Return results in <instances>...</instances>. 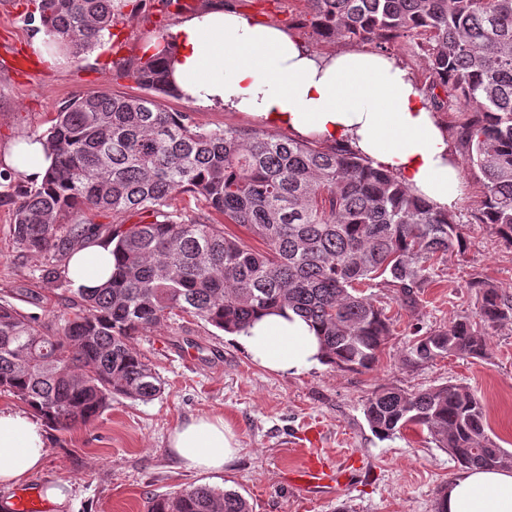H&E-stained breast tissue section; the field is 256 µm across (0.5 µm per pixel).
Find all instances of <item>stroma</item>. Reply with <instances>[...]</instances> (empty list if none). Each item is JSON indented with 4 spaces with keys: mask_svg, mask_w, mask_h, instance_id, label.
Here are the masks:
<instances>
[{
    "mask_svg": "<svg viewBox=\"0 0 512 512\" xmlns=\"http://www.w3.org/2000/svg\"><path fill=\"white\" fill-rule=\"evenodd\" d=\"M38 4L0 0V149L23 137L43 136L57 106L74 96L139 94L124 64L193 12L218 6L275 24L322 55L346 48L300 26L299 0H178L168 7L143 0L112 27L99 52L50 67L38 63L30 48ZM161 105L169 112L192 113L208 128L264 127L248 114L205 108L182 97H164ZM459 164L466 189L456 212L466 226V249L431 268L415 308H401L385 290L373 289L374 299L394 320V332L373 370L344 372L324 364L277 374L253 362L223 332L191 317L170 320L134 341L153 364L163 393L148 402L119 397L93 423L47 429V458L29 485L68 482L72 512H147L153 496L199 484L239 491L253 512H338L343 506L349 512H436L441 491L460 473L457 464L427 433L406 430L389 439L377 437L363 403L381 386L412 390L460 384L478 395L491 436L512 451V322L485 326L484 357L452 356L418 368L402 362L415 328H443L460 316H475L472 280L491 281L512 296V246L472 220L480 184L467 157ZM12 191L10 182L0 179V295L28 289L36 301L24 304V311L59 313L56 285L37 274L43 256L21 252L14 241L12 207L5 200ZM199 416L222 417L239 442L238 454L223 471L186 470L168 447L172 431ZM313 426L323 430L325 451L357 472L347 484L308 494L291 485L288 474L300 466V443Z\"/></svg>",
    "mask_w": 512,
    "mask_h": 512,
    "instance_id": "stroma-1",
    "label": "stroma"
}]
</instances>
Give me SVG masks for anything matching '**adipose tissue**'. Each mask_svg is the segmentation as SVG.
<instances>
[{
  "label": "adipose tissue",
  "mask_w": 512,
  "mask_h": 512,
  "mask_svg": "<svg viewBox=\"0 0 512 512\" xmlns=\"http://www.w3.org/2000/svg\"><path fill=\"white\" fill-rule=\"evenodd\" d=\"M173 79L194 103L260 118L304 136L348 142L396 173L441 209L453 207L462 172L448 137L407 68L376 52L324 56L278 26L220 8L192 14L167 33ZM0 163L42 183L53 164L38 137L19 140ZM111 247L91 243L68 261L76 287H99L112 274ZM264 368L297 374L322 362L317 328L294 310L264 314L235 335ZM171 446L183 464L223 471L235 452L223 418L201 416L178 426ZM46 433L31 414L0 405V486L15 487L41 470ZM443 512H512V470H467L441 500Z\"/></svg>",
  "instance_id": "obj_1"
}]
</instances>
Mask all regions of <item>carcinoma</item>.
<instances>
[{"instance_id": "carcinoma-1", "label": "carcinoma", "mask_w": 512, "mask_h": 512, "mask_svg": "<svg viewBox=\"0 0 512 512\" xmlns=\"http://www.w3.org/2000/svg\"><path fill=\"white\" fill-rule=\"evenodd\" d=\"M303 24L319 37L373 44L412 39L425 63L431 111L460 112L455 150L480 175L472 212L512 246V0H303ZM129 0H39L50 50L77 59L95 47ZM139 95L91 93L63 103L43 136L55 166L12 200L19 248L47 256L39 278L57 284L55 322L0 298V390L66 429L89 423L117 397L147 402L162 392L135 337L175 317L241 331L290 308L313 322L326 363L370 371L393 324L363 288L382 286L417 305L430 261L458 252L464 225L376 168L343 142L309 141L248 128L208 129L168 112L171 84L161 54L128 64ZM196 200L189 211L184 196ZM90 213L112 214L94 224ZM137 216L139 221L128 223ZM244 228L262 247L225 231ZM99 238L113 245L111 278L71 288L64 258ZM479 320L512 321V298L476 280ZM485 334L470 318L429 330L403 362L482 358ZM376 436L427 431L461 469L512 468L490 436L480 399L451 382L416 390L380 387L363 404ZM148 512H251L236 490L206 484L158 496Z\"/></svg>"}]
</instances>
